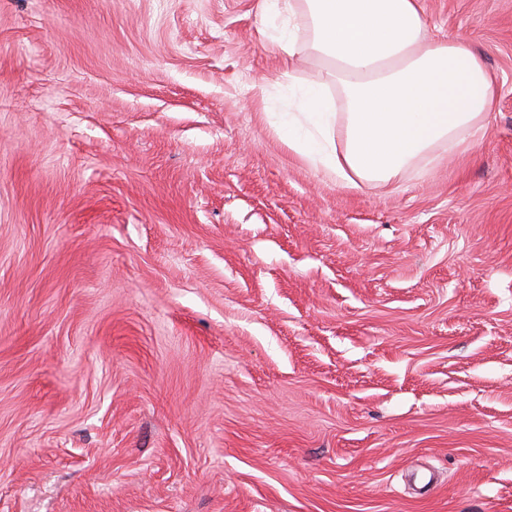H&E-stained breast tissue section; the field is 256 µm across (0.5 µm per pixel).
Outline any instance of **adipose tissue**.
<instances>
[{
	"label": "adipose tissue",
	"instance_id": "adipose-tissue-1",
	"mask_svg": "<svg viewBox=\"0 0 512 512\" xmlns=\"http://www.w3.org/2000/svg\"><path fill=\"white\" fill-rule=\"evenodd\" d=\"M286 20L283 62L304 55L323 83L280 113L289 148L346 185L387 184L439 145L456 148L489 112L496 85L463 39L431 34L421 0H268ZM336 89L335 107L326 97Z\"/></svg>",
	"mask_w": 512,
	"mask_h": 512
}]
</instances>
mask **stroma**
Here are the masks:
<instances>
[{"label": "stroma", "instance_id": "obj_1", "mask_svg": "<svg viewBox=\"0 0 512 512\" xmlns=\"http://www.w3.org/2000/svg\"><path fill=\"white\" fill-rule=\"evenodd\" d=\"M480 130L349 188L260 0H0V512H512V0H421Z\"/></svg>", "mask_w": 512, "mask_h": 512}]
</instances>
